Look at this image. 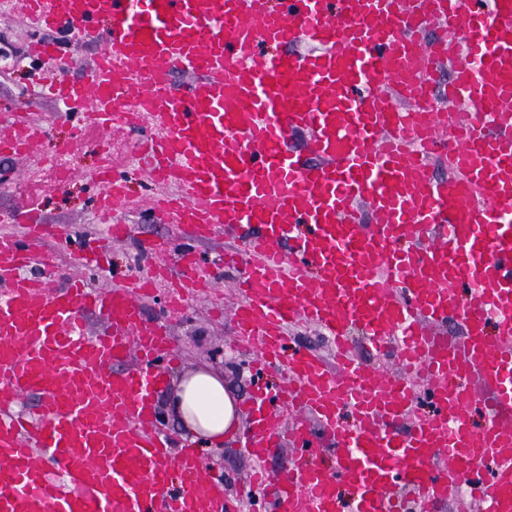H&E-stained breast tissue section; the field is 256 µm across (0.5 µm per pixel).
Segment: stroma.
Segmentation results:
<instances>
[{"label": "stroma", "instance_id": "35a3bbf8", "mask_svg": "<svg viewBox=\"0 0 512 512\" xmlns=\"http://www.w3.org/2000/svg\"><path fill=\"white\" fill-rule=\"evenodd\" d=\"M29 40V30L19 15L0 18V114L26 110L46 129L28 155H0V214L33 208L40 223L53 225L65 234L69 246L60 253L59 267L46 275L49 287L56 288L69 278L79 277L90 288L106 289L116 284L119 276L146 274L152 263L144 245L162 240L171 243L163 256L169 273L180 277V253L185 240L178 224L150 215L148 201L157 187L142 167L127 168L130 198L115 216L116 221L129 225V236L112 243L102 266L89 268L77 261L76 250L81 243L109 233L108 225L100 223L95 215L93 199L97 189L89 180L100 164L97 145L101 139H109L112 159L120 163L137 139L124 128L105 132L91 125L77 127L62 106L37 98L36 73L25 53ZM65 141L72 142L73 148L66 158L69 177L62 182L54 162L57 146ZM239 276L237 269L224 270L210 294L190 298L179 313L167 312V290L162 285L142 301L145 325L166 323L176 354L175 362L165 369L168 384L154 395L155 425L170 436L175 447H183L185 440L180 425L167 409L172 380L195 368L211 367L223 375L225 386L243 407L253 398L259 382L280 384L286 380L277 368L268 369L262 380H254L249 366L255 353L239 348L235 340L233 310L240 300ZM293 421V415H284L280 422L281 449L263 460L245 454L233 439L225 440L223 447L204 449L203 462L223 476L235 512H272L270 503L250 492L246 477L259 466L276 474L288 471L294 448Z\"/></svg>", "mask_w": 512, "mask_h": 512}]
</instances>
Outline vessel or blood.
Returning a JSON list of instances; mask_svg holds the SVG:
<instances>
[{"label":"vessel or blood","mask_w":512,"mask_h":512,"mask_svg":"<svg viewBox=\"0 0 512 512\" xmlns=\"http://www.w3.org/2000/svg\"><path fill=\"white\" fill-rule=\"evenodd\" d=\"M35 36L29 56L72 64L80 39L104 47L84 75L51 86L77 123L138 131L152 210L195 236L242 235L237 338L253 368L281 364L253 402L247 451L280 449L277 414L312 418L286 476L249 484L279 512H425L469 480L480 512H512V0H0ZM457 40L424 45L426 24ZM314 44V52L294 47ZM190 75L185 84L172 73ZM444 109H422L425 91ZM0 154L42 128L8 113ZM317 160L300 161L294 133ZM111 221L128 201L117 165L92 174ZM0 236V512H230L196 449H172L149 420L169 356L164 324L139 304L170 283L168 308L206 293L237 253L185 254L140 282L58 290L27 272L57 247L28 221ZM94 309L108 325L91 334ZM457 319L461 335L440 331ZM317 325L332 358L291 351L288 327ZM392 372L354 354L352 328ZM41 395L36 412L18 404ZM486 418L482 429L472 414ZM409 420L407 436L390 426Z\"/></svg>","instance_id":"vessel-or-blood-1"}]
</instances>
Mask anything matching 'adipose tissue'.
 I'll return each instance as SVG.
<instances>
[{
	"mask_svg": "<svg viewBox=\"0 0 512 512\" xmlns=\"http://www.w3.org/2000/svg\"><path fill=\"white\" fill-rule=\"evenodd\" d=\"M170 411L181 424L185 439L208 448L222 447L241 429L237 397L225 387L223 375L208 367L178 378Z\"/></svg>",
	"mask_w": 512,
	"mask_h": 512,
	"instance_id": "obj_1",
	"label": "adipose tissue"
}]
</instances>
